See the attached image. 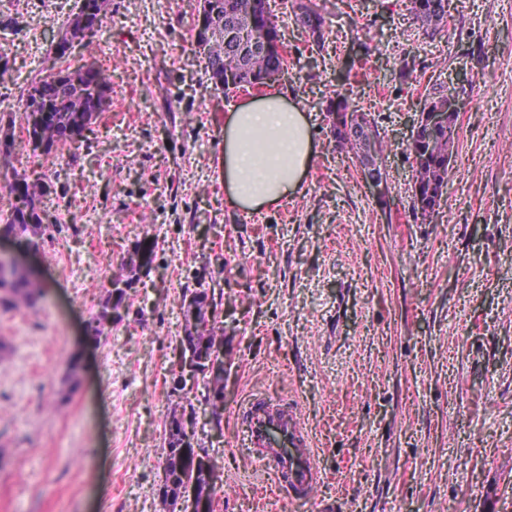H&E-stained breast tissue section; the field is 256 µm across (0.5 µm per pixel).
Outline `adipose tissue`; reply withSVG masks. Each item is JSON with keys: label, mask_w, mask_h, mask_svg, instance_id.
<instances>
[{"label": "adipose tissue", "mask_w": 512, "mask_h": 512, "mask_svg": "<svg viewBox=\"0 0 512 512\" xmlns=\"http://www.w3.org/2000/svg\"><path fill=\"white\" fill-rule=\"evenodd\" d=\"M316 154L311 120L288 90L231 108L222 161L227 206L243 213L278 208L302 192Z\"/></svg>", "instance_id": "1"}]
</instances>
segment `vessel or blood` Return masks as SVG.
I'll return each instance as SVG.
<instances>
[{
    "label": "vessel or blood",
    "instance_id": "vessel-or-blood-1",
    "mask_svg": "<svg viewBox=\"0 0 512 512\" xmlns=\"http://www.w3.org/2000/svg\"><path fill=\"white\" fill-rule=\"evenodd\" d=\"M238 414L245 427V447L272 473L278 490L292 501H309L321 473L300 407L256 396Z\"/></svg>",
    "mask_w": 512,
    "mask_h": 512
}]
</instances>
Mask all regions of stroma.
<instances>
[{
	"label": "stroma",
	"instance_id": "stroma-1",
	"mask_svg": "<svg viewBox=\"0 0 512 512\" xmlns=\"http://www.w3.org/2000/svg\"><path fill=\"white\" fill-rule=\"evenodd\" d=\"M92 48L51 43L78 0H0V186L46 183L54 238L1 236L49 286L0 309V512H156L172 408L222 487L213 512H512V0H449L436 32L408 0H311L324 60L289 6L282 87L315 123L304 193L250 218L224 204V114L253 88L215 87L195 46L199 0H106ZM120 57L110 102L73 154L33 150L12 109L32 82ZM358 58L343 80L345 60ZM415 59L401 82L403 59ZM456 89L457 155L430 220L409 209L410 125ZM376 115L390 148L380 207L340 155L326 104ZM155 257L101 337L88 325L127 251ZM206 289L224 328V412L207 378L170 392L182 297ZM77 358L78 373L69 370ZM298 403L323 481L304 505L237 446L240 403Z\"/></svg>",
	"mask_w": 512,
	"mask_h": 512
}]
</instances>
